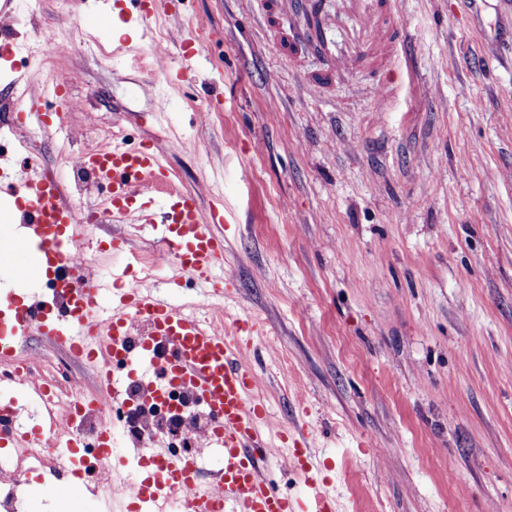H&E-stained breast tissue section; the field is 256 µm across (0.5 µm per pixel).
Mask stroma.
Listing matches in <instances>:
<instances>
[{
    "label": "stroma",
    "instance_id": "obj_1",
    "mask_svg": "<svg viewBox=\"0 0 512 512\" xmlns=\"http://www.w3.org/2000/svg\"><path fill=\"white\" fill-rule=\"evenodd\" d=\"M398 7L409 40L377 112L363 76L305 90L267 0H165L147 27L110 0H13L0 113L51 82L74 109L52 133L0 130V164L19 182L117 132L156 140L176 187L224 202V317L257 322L264 433L310 437L337 512H512V0ZM102 15L108 41L83 22ZM44 39L72 49L46 59ZM115 239L156 243L104 215L86 247L108 285ZM130 475L59 500L31 473L22 507L128 512Z\"/></svg>",
    "mask_w": 512,
    "mask_h": 512
}]
</instances>
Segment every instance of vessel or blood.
<instances>
[{"mask_svg":"<svg viewBox=\"0 0 512 512\" xmlns=\"http://www.w3.org/2000/svg\"><path fill=\"white\" fill-rule=\"evenodd\" d=\"M276 10L288 19V44L281 47L280 54L289 68L300 65L296 52L300 44L322 53L324 32L302 22L304 0H277ZM357 12L358 45L352 53L331 57L305 85L318 92L354 72L365 71L376 82L373 101L380 110L386 104L381 78L398 54L405 29L393 0H357ZM43 93L58 102L59 112L47 115L38 100H31L13 125V133H22L33 123L62 125L71 109L68 95L55 85L45 87ZM80 163L97 184L106 186L104 205L113 218L158 224L159 241L181 275L207 284L211 296L223 298L224 280L218 272L224 267V237L217 231L224 221L221 208L203 209L200 194L190 191L168 194L157 216L147 214L138 204L139 199L152 198L158 186L173 180L156 142L136 148L115 143L85 151ZM64 188L61 179L32 171L21 185L25 203L20 216L0 218V234L9 235L11 224L21 222L25 234L17 249L24 253L27 267L65 270L66 293L78 311L48 320L36 318L32 306L9 305L8 317L0 316V357L22 346L34 332L49 343L70 344L101 376L100 396L86 403L87 410L101 418L108 416L112 401L123 397L129 380L154 394L176 380L206 395L216 421L209 442L223 453L217 471L221 492L199 481L190 464L164 458L154 469L151 483L126 482L124 492L129 500L151 499L156 512H166V504L175 499L186 502L188 512H336V501L314 470L309 449L291 448L286 453L308 489L305 502L280 493L263 472L274 452L262 436L265 409L252 395L248 336L255 321L238 318L217 329L208 319L149 288L106 292L76 261L84 226L78 211L65 201ZM118 351L128 357L123 380L112 374V355ZM96 439L99 456L90 465L77 454L82 444L78 429L56 434L53 445L57 453L69 458L72 465L73 476L62 486L66 493L89 490L94 473L110 468L119 455L118 435L111 427H101Z\"/></svg>","mask_w":512,"mask_h":512,"instance_id":"vessel-or-blood-1","label":"vessel or blood"}]
</instances>
